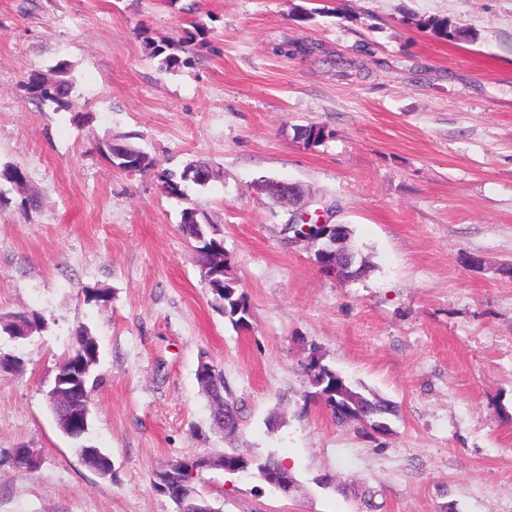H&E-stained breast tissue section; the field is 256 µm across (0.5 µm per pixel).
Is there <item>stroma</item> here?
<instances>
[{
    "instance_id": "obj_1",
    "label": "stroma",
    "mask_w": 512,
    "mask_h": 512,
    "mask_svg": "<svg viewBox=\"0 0 512 512\" xmlns=\"http://www.w3.org/2000/svg\"><path fill=\"white\" fill-rule=\"evenodd\" d=\"M198 21L207 48L160 70L145 37ZM287 41L315 51L279 55ZM61 61L68 111L25 90ZM312 123L329 135L309 146ZM108 137L169 171L212 166L187 192L224 236L248 330L201 277L179 230L187 201L153 171L116 170ZM5 163L27 182L0 181V318L35 310L44 325L0 335L22 360L0 374V512H173L157 473L227 448L276 452L295 485L285 497L208 471L197 489L224 512H512V274L499 270L512 264V0H0ZM263 179L301 185L307 212L349 225L372 270L325 275ZM88 288L111 302L86 303ZM81 324L100 346L89 438L107 477L48 404ZM313 351L397 405L386 432L364 437L308 400ZM204 359L241 409L232 436L210 425ZM20 446L37 470H15Z\"/></svg>"
}]
</instances>
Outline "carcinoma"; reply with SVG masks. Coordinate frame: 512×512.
<instances>
[{
    "mask_svg": "<svg viewBox=\"0 0 512 512\" xmlns=\"http://www.w3.org/2000/svg\"><path fill=\"white\" fill-rule=\"evenodd\" d=\"M205 35L206 29L197 24L195 32H189L177 39L159 44L147 37L144 43L148 55L160 59V69L169 72L187 64V59L183 58L184 54L208 45ZM53 71L52 78L40 73L30 75L27 81L28 93L33 100L41 103L50 102L59 110H67L71 106V94L75 88L70 64L60 62L54 66ZM329 135L330 132L325 127L317 124L305 126L301 131L302 139L308 144L320 143ZM102 151L118 169L132 164L141 171H155L165 194L182 200L188 199L185 182L190 181L203 187L213 178L210 165L202 161L188 165L177 177L167 170L157 169L152 157L131 144H116L108 140L103 143ZM0 180L23 186L27 176L20 167L5 165L0 168ZM203 217L204 213L198 206L193 202L189 203L182 211L179 230L185 238L195 242L197 266L215 299L220 302L224 318L233 328L244 329L249 324V298L226 276L227 256L224 252V239L216 225L201 221ZM283 231L292 234L294 240L300 237L307 242L319 243V248L314 252L316 260L323 252L336 253V276L340 280L355 279L372 268L369 258L351 243L350 229L344 234L329 225L304 226L291 220L284 225ZM87 335L88 331L83 326L75 330L72 346L60 360L58 370L71 369L87 355L94 361L98 359L97 345L88 343ZM306 369L311 386L316 388L314 397L331 411L339 424L355 423L367 434L371 424L385 422L398 412L397 405L365 394L347 383L334 369L323 363V357L315 353L306 364ZM224 461L231 463V468L237 470L240 476L260 481L263 480V474H271L284 468V462L273 452L254 460L237 448H229L224 451ZM158 479L156 486L164 491L169 486L176 489L182 483L193 482L182 460L176 461L159 473Z\"/></svg>",
    "mask_w": 512,
    "mask_h": 512,
    "instance_id": "1",
    "label": "carcinoma"
}]
</instances>
